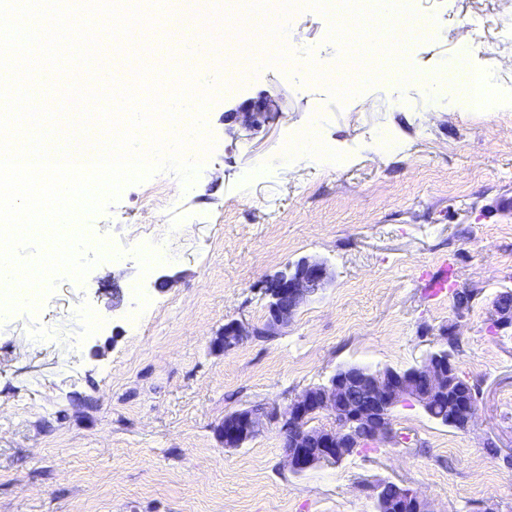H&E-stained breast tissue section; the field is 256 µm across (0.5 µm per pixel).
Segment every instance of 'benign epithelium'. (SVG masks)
<instances>
[{"mask_svg": "<svg viewBox=\"0 0 512 512\" xmlns=\"http://www.w3.org/2000/svg\"><path fill=\"white\" fill-rule=\"evenodd\" d=\"M277 111L276 99L265 94L243 101L225 118L250 132L260 128ZM328 280L329 271L324 262L303 257L267 282L266 331L274 336L288 326L299 307L325 287ZM257 335L259 331L231 321L224 325L221 343L227 350ZM458 373L452 358L431 353L409 376L385 369L361 376L334 375L318 387L302 390L283 410L277 406L251 407L226 415L222 426L224 447L241 448L264 424L273 423L285 437V462L293 473L302 475L344 458L350 448L390 439L393 434L390 413L396 407L408 401L426 406L438 400L454 386ZM318 413L330 416L332 425H312ZM476 414L477 404L470 398L460 401L455 409L458 425L465 428L475 422ZM393 487L411 502L414 512H435L431 502L417 490L396 482Z\"/></svg>", "mask_w": 512, "mask_h": 512, "instance_id": "1", "label": "benign epithelium"}]
</instances>
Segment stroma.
Returning a JSON list of instances; mask_svg holds the SVG:
<instances>
[{"mask_svg":"<svg viewBox=\"0 0 512 512\" xmlns=\"http://www.w3.org/2000/svg\"><path fill=\"white\" fill-rule=\"evenodd\" d=\"M391 12L425 31L391 48L401 78L356 76L327 10H287L284 42L298 62L262 55L225 90L230 69L207 56L193 76L213 86L205 111L214 148L191 191L172 173L127 185L86 217L95 239L123 250L84 282L64 277L39 312L0 315V512H375L371 486L395 481L436 512H512V327L488 326L497 295L512 290V111L452 108L442 88L466 56L498 72L490 98L512 93L498 33L499 0H394ZM278 98L258 132L224 119L246 97ZM317 122L323 160L284 153ZM181 195L170 212L159 193ZM178 226L169 258L146 268L138 244ZM304 256L324 261L329 283L275 336L263 282ZM447 268L475 295L457 313L432 295ZM150 298L129 320L133 289ZM87 306L89 326L73 310ZM254 329L215 348L225 323ZM460 338L459 370L479 389L474 425H440L419 406H398L395 442L302 475L284 465L275 427L224 448L225 415L287 407L342 366L405 368L439 336Z\"/></svg>","mask_w":512,"mask_h":512,"instance_id":"35a3bbf8","label":"stroma"}]
</instances>
